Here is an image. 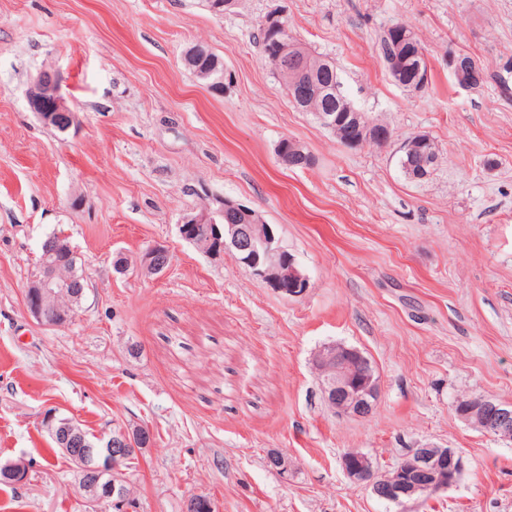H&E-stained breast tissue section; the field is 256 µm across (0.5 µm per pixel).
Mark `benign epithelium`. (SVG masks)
Returning a JSON list of instances; mask_svg holds the SVG:
<instances>
[{"label": "benign epithelium", "mask_w": 512, "mask_h": 512, "mask_svg": "<svg viewBox=\"0 0 512 512\" xmlns=\"http://www.w3.org/2000/svg\"><path fill=\"white\" fill-rule=\"evenodd\" d=\"M448 67L455 76L461 75L464 69L469 72L462 88L475 90L482 85L480 67L464 54H449ZM387 71L395 84L410 91L419 92L426 85L427 74L420 67L408 70L392 62ZM62 82L58 69L45 68L27 87L25 97L31 112L45 125L65 132L76 122V112L62 93ZM227 211L252 216L248 207L226 199L222 210L201 207L183 214L178 224L181 238L210 256L230 251L257 279L285 296H302L308 288V280L295 258L281 245L276 228L263 223L261 218L256 224H224L221 219ZM67 239L66 234L58 233L42 248L25 291L28 312L39 324L50 329L62 327L75 318L86 288L85 278L75 275L61 261V255L70 249ZM117 257L124 259L118 266L121 272L133 267L146 277L164 273L171 262L170 251L162 243L149 245L134 262L121 252ZM315 369L322 378L326 399L337 412L358 418L372 414L380 396L379 377L372 361L361 350L342 344L326 345L316 355ZM455 412L483 433L512 441L511 403L477 397L455 406ZM44 425L76 467L85 502L92 507L104 503L124 507L126 481L119 473L135 461L143 449L150 447V429L143 425L120 428L106 437L91 440L80 423L59 417L52 410L45 415ZM267 461L283 475L292 465L288 456L274 449L267 453ZM343 469L352 481L371 486L378 498L404 508L410 502L447 490L461 473L462 460L452 448L425 444L410 449L390 476L379 473L371 459L358 451L344 456ZM0 476L19 484L26 477L25 465L21 462L1 464Z\"/></svg>", "instance_id": "benign-epithelium-1"}]
</instances>
